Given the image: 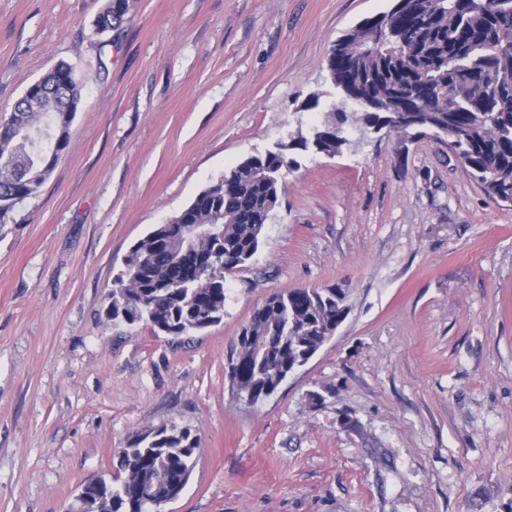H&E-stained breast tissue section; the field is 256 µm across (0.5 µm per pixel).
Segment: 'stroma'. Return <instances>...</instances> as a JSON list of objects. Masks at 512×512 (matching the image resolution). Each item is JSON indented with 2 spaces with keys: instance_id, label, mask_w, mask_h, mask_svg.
<instances>
[{
  "instance_id": "stroma-1",
  "label": "stroma",
  "mask_w": 512,
  "mask_h": 512,
  "mask_svg": "<svg viewBox=\"0 0 512 512\" xmlns=\"http://www.w3.org/2000/svg\"><path fill=\"white\" fill-rule=\"evenodd\" d=\"M0 0V119L58 62L82 97L66 149L0 224V512H66L136 432L200 446L163 512H512V206L431 135L301 153L223 320L188 336L105 320L131 247L340 96L336 41L393 0ZM319 105L306 109L311 97ZM350 314L256 404L226 377L285 288ZM123 0H107L104 8L100 12L95 22L96 29L100 32L112 31L118 29L124 22L125 16L128 14L121 7Z\"/></svg>"
}]
</instances>
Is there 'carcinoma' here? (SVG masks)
<instances>
[{"label": "carcinoma", "mask_w": 512, "mask_h": 512, "mask_svg": "<svg viewBox=\"0 0 512 512\" xmlns=\"http://www.w3.org/2000/svg\"><path fill=\"white\" fill-rule=\"evenodd\" d=\"M122 0H106L95 22L119 28ZM329 70L338 89L352 85L371 103L346 110L345 99L320 124L287 144L252 155L200 190L168 224L139 239L112 285L106 319L150 324L157 335L183 336L224 318L226 275L251 262L266 224L282 204L284 173L296 152L334 156L350 144L347 128L400 136L451 138L466 172L495 201L512 199V0H395L390 14L368 18L341 37ZM34 110L17 108L23 128L76 114L80 85L73 67L59 62L35 81ZM43 151L24 141L0 144V224L32 196L26 182ZM201 236L185 249V228ZM334 288H286L269 295L242 328L231 355V388L255 404L273 395L288 365L315 350L348 317ZM198 438L188 428L162 425L138 432L122 451L117 475L100 489L80 490L97 512H151L179 496L194 470Z\"/></svg>", "instance_id": "carcinoma-1"}]
</instances>
